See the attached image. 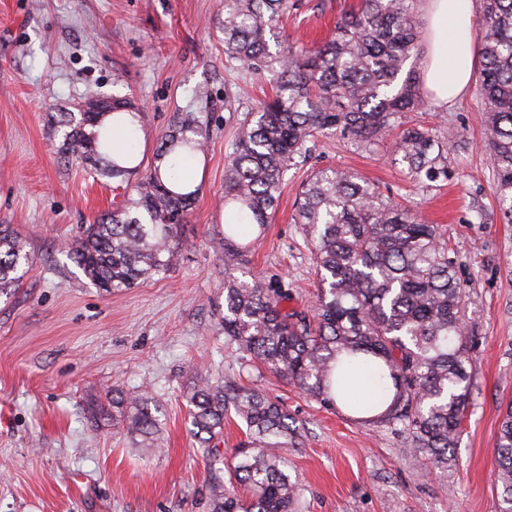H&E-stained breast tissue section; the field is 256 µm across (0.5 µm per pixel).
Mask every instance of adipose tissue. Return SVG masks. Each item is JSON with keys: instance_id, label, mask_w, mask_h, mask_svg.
Segmentation results:
<instances>
[{"instance_id": "ef3b65f1", "label": "adipose tissue", "mask_w": 512, "mask_h": 512, "mask_svg": "<svg viewBox=\"0 0 512 512\" xmlns=\"http://www.w3.org/2000/svg\"><path fill=\"white\" fill-rule=\"evenodd\" d=\"M426 62L423 71L430 104L447 109L467 95L472 73L468 50L475 0H422Z\"/></svg>"}]
</instances>
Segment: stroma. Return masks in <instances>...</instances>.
<instances>
[{"label": "stroma", "mask_w": 512, "mask_h": 512, "mask_svg": "<svg viewBox=\"0 0 512 512\" xmlns=\"http://www.w3.org/2000/svg\"><path fill=\"white\" fill-rule=\"evenodd\" d=\"M359 0H289L287 40L330 35ZM220 0H0V224L35 256L21 285L0 295V512H209L210 462L190 432L185 387L231 377L279 399L302 429L288 448L306 512H496L494 444L512 401V224L495 205L476 91L419 113L467 137L448 153V178L414 189L387 144L357 150L316 141L289 170L251 270L278 275L295 303L312 298L314 257L293 203L312 168L338 167L389 187L448 230L478 334L471 406L447 473L420 466L394 429L321 406L228 346L224 311V160L239 120L268 84L230 69ZM129 98L142 112L135 143L151 167L174 115L199 113L207 130L197 202L165 272L108 294L70 259L83 225L111 214L123 189L65 162L55 124L87 95ZM233 109H226L225 101ZM484 220H476V210ZM150 390L162 448L135 447L100 417L113 389Z\"/></svg>", "instance_id": "stroma-1"}]
</instances>
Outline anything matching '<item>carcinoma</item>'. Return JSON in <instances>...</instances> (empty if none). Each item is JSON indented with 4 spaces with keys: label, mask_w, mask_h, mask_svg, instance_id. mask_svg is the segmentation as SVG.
<instances>
[{
    "label": "carcinoma",
    "mask_w": 512,
    "mask_h": 512,
    "mask_svg": "<svg viewBox=\"0 0 512 512\" xmlns=\"http://www.w3.org/2000/svg\"><path fill=\"white\" fill-rule=\"evenodd\" d=\"M418 0H360L323 42H286L280 23L288 0H221L224 48L231 62L268 81L272 97L238 123L224 164V314L227 343L326 407H343L365 424L391 427L431 471L454 461L470 406L475 325L466 313L447 231L425 224L351 171L317 169L302 186L294 223L316 259L317 292L303 309L278 279L257 276L249 254L275 213L287 173L307 161L311 143L334 136L356 148L401 129L393 162L419 188L448 178L449 146L464 134L436 136L412 125L427 109ZM479 28L489 169L503 222L512 224V0H483ZM141 113L122 98L91 100L66 112L62 154L120 187L140 172L132 140ZM206 130L195 112L176 115L136 196L110 221L87 224L70 257L107 293L130 288L172 263L179 230L199 188L183 169L205 153ZM31 255L9 224H0V295L20 286ZM370 366L383 385L371 408L345 394L348 370ZM203 455L216 451L224 420L245 426L231 453L229 478L214 472L210 512H301L302 492L283 449L300 428L277 400L255 386L206 378L185 394ZM152 395L112 390V408L127 432L153 438L159 419ZM501 493L497 512H512V403L496 438Z\"/></svg>",
    "instance_id": "cac0c4a2"
}]
</instances>
